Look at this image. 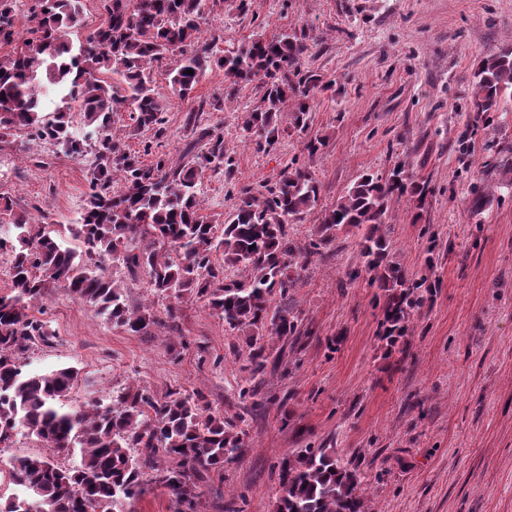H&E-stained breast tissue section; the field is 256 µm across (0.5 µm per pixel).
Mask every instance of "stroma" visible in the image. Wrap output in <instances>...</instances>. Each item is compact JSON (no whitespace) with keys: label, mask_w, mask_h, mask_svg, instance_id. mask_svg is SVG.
I'll list each match as a JSON object with an SVG mask.
<instances>
[{"label":"stroma","mask_w":512,"mask_h":512,"mask_svg":"<svg viewBox=\"0 0 512 512\" xmlns=\"http://www.w3.org/2000/svg\"><path fill=\"white\" fill-rule=\"evenodd\" d=\"M218 0L206 7L205 34L217 51L255 36L296 34L302 71L333 80L316 95L306 133L278 119L275 150L244 141L258 88L224 99L214 70L192 98L168 94L164 68L161 151L187 163L191 114L224 135L233 174L205 172L202 213L223 220L241 189L276 181L298 159L331 206L365 172L387 174L408 161L431 193L423 212L394 203L381 231L394 259L434 284L406 336L380 335L383 291L360 258L359 232H338L290 293L298 340L271 339L273 364L256 395H242L248 347L205 299L184 295L177 330L138 336L53 286L39 308L56 334L25 355L27 370L74 366L68 401L110 404L140 385L156 396L202 391L225 421L246 433L247 452L225 465L223 480L200 486L201 512H274L279 467L303 448L333 449L361 474L370 512H512V184L502 176L512 152V100L475 121L470 89L478 59L512 47V0ZM223 110H214V98ZM326 145L308 155L310 138ZM92 156L74 158L17 131L0 143V196L16 215L67 234L90 191Z\"/></svg>","instance_id":"35a3bbf8"}]
</instances>
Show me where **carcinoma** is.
Wrapping results in <instances>:
<instances>
[{
	"instance_id": "1",
	"label": "carcinoma",
	"mask_w": 512,
	"mask_h": 512,
	"mask_svg": "<svg viewBox=\"0 0 512 512\" xmlns=\"http://www.w3.org/2000/svg\"><path fill=\"white\" fill-rule=\"evenodd\" d=\"M18 0H0V139L15 130L52 143L67 156L94 155L90 193L73 233L83 250L63 245L43 224L11 222L13 235L0 234V252L10 254V290L0 292V446L24 432L59 451L73 450L79 462L66 467L30 454L12 458L9 479L15 492L0 496V512H126L127 504L154 484L167 487L177 512H197L199 484L248 448L245 433L224 421L204 394L177 389L163 397L147 388L116 392L112 406L94 402L64 409L78 380L74 366L25 372L22 357L33 346L49 345L55 333L33 314L49 285L64 288L95 308L110 324L139 336L156 326L178 327L180 300L193 292L231 330L248 333L252 377L266 374L265 337L295 336L298 317L272 307L288 296L299 270L338 231L362 232L360 256L385 291L383 335L402 334L423 303L416 281L393 260L380 225L403 198L422 209L431 193L402 160L387 175L366 172L336 203L320 211L314 238L301 243L288 226L318 209L321 184L297 161L258 190L241 191L234 210L215 224L200 213L199 185L205 171L229 173L235 158L224 135L193 119L201 144L194 160L177 167L165 154L149 164L127 150L114 117L129 113L137 131L164 134L161 95L153 79L156 62L168 60L171 94L184 99L207 70L224 71L225 89L254 84L263 95L246 113L243 132L259 134L261 149L279 137L277 113L293 103L294 131L307 130L309 100L331 83L301 73L298 39L281 34L258 37L222 55L202 38L206 0H101L104 19L69 38L81 15V0H33L29 36L14 27ZM512 99V47L482 57L471 87L478 116L499 111ZM77 101L84 126L72 129L68 103ZM112 261L131 275L148 278L153 298L163 303L134 306L120 282L99 273ZM241 273L224 282V268ZM276 512H368L356 470L326 448H306L280 465Z\"/></svg>"
}]
</instances>
